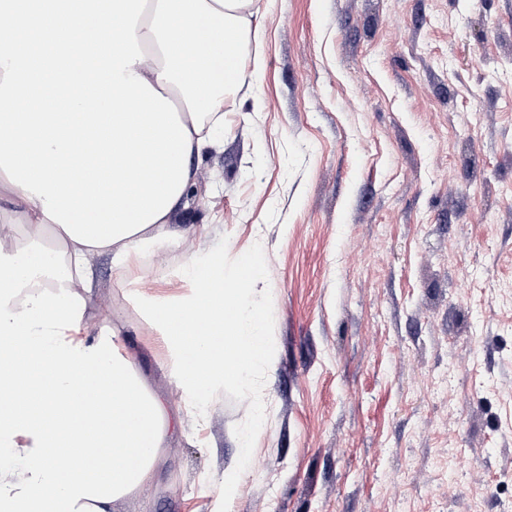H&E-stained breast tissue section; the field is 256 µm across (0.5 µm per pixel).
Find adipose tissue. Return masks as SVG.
<instances>
[{
	"instance_id": "obj_1",
	"label": "adipose tissue",
	"mask_w": 512,
	"mask_h": 512,
	"mask_svg": "<svg viewBox=\"0 0 512 512\" xmlns=\"http://www.w3.org/2000/svg\"><path fill=\"white\" fill-rule=\"evenodd\" d=\"M256 3L152 0L138 21L145 60L134 71L175 104L191 154L224 129L217 92L256 79L244 65L259 37ZM171 222L167 214L104 247L82 245L0 170V512H112L159 463L170 428L164 403L134 356L120 352L123 327L107 322L90 334L86 319L92 257L108 256L127 281L133 260L164 243ZM49 230L55 255L44 244Z\"/></svg>"
}]
</instances>
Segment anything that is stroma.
I'll return each instance as SVG.
<instances>
[{
	"mask_svg": "<svg viewBox=\"0 0 512 512\" xmlns=\"http://www.w3.org/2000/svg\"><path fill=\"white\" fill-rule=\"evenodd\" d=\"M257 82L224 101L173 238L90 327L129 324L172 433L118 512H218L248 401L187 410L135 292L261 244L265 422L229 512H512V0H258Z\"/></svg>",
	"mask_w": 512,
	"mask_h": 512,
	"instance_id": "35a3bbf8",
	"label": "stroma"
}]
</instances>
